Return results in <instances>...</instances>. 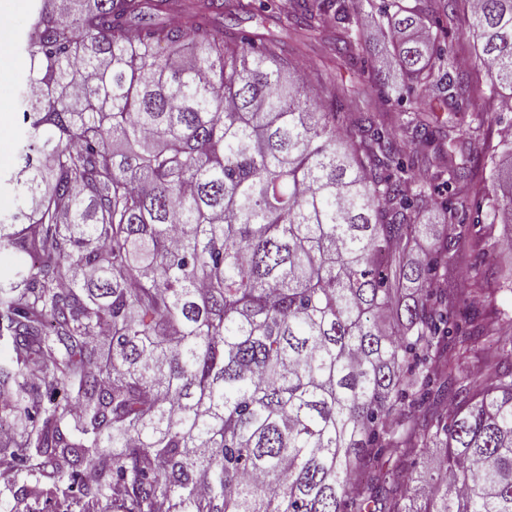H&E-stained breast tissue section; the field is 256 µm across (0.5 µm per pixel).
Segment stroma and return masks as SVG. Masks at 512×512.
<instances>
[{"label": "stroma", "instance_id": "obj_1", "mask_svg": "<svg viewBox=\"0 0 512 512\" xmlns=\"http://www.w3.org/2000/svg\"><path fill=\"white\" fill-rule=\"evenodd\" d=\"M32 0H0V55L9 61L4 79L0 80V169L10 168L15 162L20 136L18 95L24 76L23 55L18 51L21 29L31 11ZM219 23L228 28L262 33L288 44L299 63L309 65L322 78H341L345 89L359 92L374 111L383 108L379 90L371 88L363 74L367 64L373 61L378 44L372 39H362L353 58L340 57L335 51L333 30L310 36L292 29L278 27L264 15H238L224 10ZM501 123L495 112H488L484 125L485 144L472 147L470 177L475 187L473 193H460L456 200L458 221L467 228L455 247L456 263L448 273L452 287H494L495 293L485 300H475L471 312L483 323H506L512 317V250L506 249V241L512 240V224L492 222L489 216H476L475 203L478 192L489 183L490 164L486 145H495L501 139Z\"/></svg>", "mask_w": 512, "mask_h": 512}]
</instances>
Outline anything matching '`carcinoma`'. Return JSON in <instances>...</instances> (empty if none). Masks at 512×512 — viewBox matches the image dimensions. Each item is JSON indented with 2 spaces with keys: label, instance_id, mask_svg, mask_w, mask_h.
I'll list each match as a JSON object with an SVG mask.
<instances>
[{
  "label": "carcinoma",
  "instance_id": "1",
  "mask_svg": "<svg viewBox=\"0 0 512 512\" xmlns=\"http://www.w3.org/2000/svg\"><path fill=\"white\" fill-rule=\"evenodd\" d=\"M21 141L0 216V504L122 512H512V333L468 330L447 279L464 233L420 262L425 185L391 122L468 185L484 107L454 105L440 19L458 6L512 100V0H293L344 57L379 17L366 72L399 112H353L288 49L216 24L223 0H34ZM176 14L177 25L161 18ZM432 102L422 118L404 103ZM483 192L512 224V138ZM107 331L108 353L92 338ZM489 353L458 385L455 357ZM393 458L400 468H390ZM206 479L205 489L199 482ZM382 507H377L378 501Z\"/></svg>",
  "mask_w": 512,
  "mask_h": 512
}]
</instances>
